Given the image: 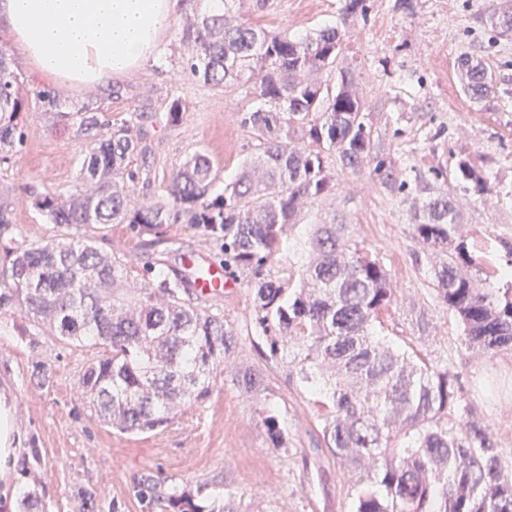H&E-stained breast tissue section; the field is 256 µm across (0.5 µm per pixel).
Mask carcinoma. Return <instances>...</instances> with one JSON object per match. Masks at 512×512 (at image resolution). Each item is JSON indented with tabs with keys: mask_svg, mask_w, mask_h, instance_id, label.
Segmentation results:
<instances>
[{
	"mask_svg": "<svg viewBox=\"0 0 512 512\" xmlns=\"http://www.w3.org/2000/svg\"><path fill=\"white\" fill-rule=\"evenodd\" d=\"M270 0H220L194 17L184 37L196 54L191 73L212 87H234L257 101L242 124L254 153L238 176L213 192L219 169L197 149L161 182L151 177L141 112L111 121L84 105L55 113L86 142L79 189L62 196L31 192L49 223L80 230L53 242H29L0 197V311L20 319L24 336H53L97 349L79 378L90 411L118 433L169 424L184 405L205 400L234 350L235 330L222 312L192 291L186 273H169L166 251L133 283L125 254L102 251L111 224H126L150 245L165 224H187L224 249V268L253 295L251 324L263 354L288 371L317 406L321 435L346 481L348 512H512V451L498 446L467 402L456 372L422 365L408 350L374 336L394 292L385 267L351 241L345 224H313L295 250L305 262L281 263L302 208L333 190L330 160L356 169L373 155L366 99L341 74L336 91L322 80L335 68L346 29L367 13L366 0H343L340 24L296 38L253 23ZM512 34V7L488 16ZM462 87L475 100L489 83L485 62L457 58ZM18 73L0 49V166L26 139ZM142 161L136 165V161ZM463 190H485L487 178L468 158L454 170ZM154 185L140 201L134 184ZM411 224L438 256L430 268L437 301L462 329V344L488 357L512 351V282L478 288L475 259L457 235L458 210L422 188ZM270 440L285 448L288 432L262 409ZM148 474L134 494L144 512H239L235 494L207 509L194 496Z\"/></svg>",
	"mask_w": 512,
	"mask_h": 512,
	"instance_id": "carcinoma-1",
	"label": "carcinoma"
}]
</instances>
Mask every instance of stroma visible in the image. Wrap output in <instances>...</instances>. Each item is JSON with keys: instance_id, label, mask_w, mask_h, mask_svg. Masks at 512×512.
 <instances>
[{"instance_id": "35a3bbf8", "label": "stroma", "mask_w": 512, "mask_h": 512, "mask_svg": "<svg viewBox=\"0 0 512 512\" xmlns=\"http://www.w3.org/2000/svg\"><path fill=\"white\" fill-rule=\"evenodd\" d=\"M393 3L370 0L367 18L349 27L339 58L367 99L376 153L406 169L409 185L398 188L369 164L358 171L337 167L335 191L300 213L293 235L304 237L311 224L347 225L353 241L380 260L398 289L395 305L382 317V335L405 340L426 361L448 364L499 446L512 448V352L488 359L464 349L460 327L432 289V257L411 230L415 187L427 184L453 198L459 234L478 265V286L498 287V270L512 260V38L500 37L486 22L499 0H414L408 16L396 13ZM339 7L340 0H272L258 21L305 35L335 24ZM204 8L203 0H177L156 58L91 87L46 83L0 23V47L20 79L27 133L14 166L0 170V193L9 197L27 240L61 238L62 228L31 207L28 190L74 191L85 150L70 129L54 124L55 112L92 104L113 120L146 113L142 127L156 152V177L169 175L201 147L218 163L223 182L234 179L252 151L241 120L254 102L191 74L194 44L183 33ZM463 52L484 59L491 74L489 91L477 103L461 87L456 60ZM43 91L49 100H40ZM176 98L187 111L172 127L165 114ZM465 156L488 173L484 192L457 187L452 170ZM213 306L237 334L221 378L205 402L143 434L113 432L84 404L77 378L92 348L20 335L15 317L0 313V396L11 404L21 438L15 465L0 475V512H20L31 492L39 495L38 512H83L73 495L80 487L97 490L96 512H141L133 486L149 473L199 492L204 506L223 500L229 485L251 512H346L341 473L323 449L315 407L289 383L285 368L259 352L250 291L227 289ZM40 360L47 378L42 385L34 378ZM244 369L260 374V394L238 386L235 375ZM268 404L288 431L287 449L275 448L268 437L261 414Z\"/></svg>"}]
</instances>
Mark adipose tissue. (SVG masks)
I'll return each instance as SVG.
<instances>
[{
	"mask_svg": "<svg viewBox=\"0 0 512 512\" xmlns=\"http://www.w3.org/2000/svg\"><path fill=\"white\" fill-rule=\"evenodd\" d=\"M175 0H0L4 22L48 81L93 86L155 58Z\"/></svg>",
	"mask_w": 512,
	"mask_h": 512,
	"instance_id": "ef3b65f1",
	"label": "adipose tissue"
}]
</instances>
